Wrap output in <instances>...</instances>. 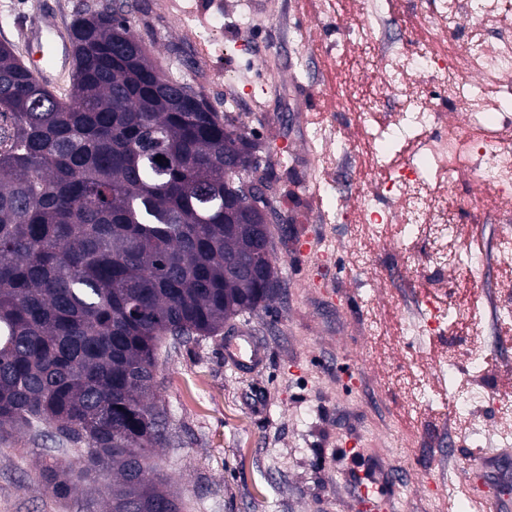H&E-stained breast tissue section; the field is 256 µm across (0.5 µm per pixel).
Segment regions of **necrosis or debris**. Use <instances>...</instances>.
Segmentation results:
<instances>
[{
    "label": "necrosis or debris",
    "instance_id": "1",
    "mask_svg": "<svg viewBox=\"0 0 512 512\" xmlns=\"http://www.w3.org/2000/svg\"><path fill=\"white\" fill-rule=\"evenodd\" d=\"M380 5L354 0L358 52L348 56L326 93L355 118L344 150L384 170L379 188L396 208L378 215L365 195L356 210L340 208L336 216L354 224L357 238L397 240L412 258L422 306L406 316L400 339L417 344L444 335L452 319L471 329L466 348L435 354L428 375L407 378L412 406L434 407L432 378L465 359L471 377L455 389V412L476 447L492 435L508 448L512 398L497 391L483 364V330L471 307L449 300L448 287L483 280V255L461 254L459 229L470 211L488 210L501 224L497 255L512 259V0H433L417 51L383 41L387 19ZM387 94L395 105L381 120ZM487 405L495 415L491 425L477 414Z\"/></svg>",
    "mask_w": 512,
    "mask_h": 512
}]
</instances>
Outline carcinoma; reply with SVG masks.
<instances>
[{
  "instance_id": "carcinoma-1",
  "label": "carcinoma",
  "mask_w": 512,
  "mask_h": 512,
  "mask_svg": "<svg viewBox=\"0 0 512 512\" xmlns=\"http://www.w3.org/2000/svg\"><path fill=\"white\" fill-rule=\"evenodd\" d=\"M136 8L73 19L64 96L0 43V444L9 428L84 446L43 468L57 496L61 473L110 474L106 512H181L151 463L168 442L161 345L277 295L271 225L238 194L272 176L238 117L155 74Z\"/></svg>"
}]
</instances>
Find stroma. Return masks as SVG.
Instances as JSON below:
<instances>
[{"instance_id":"1","label":"stroma","mask_w":512,"mask_h":512,"mask_svg":"<svg viewBox=\"0 0 512 512\" xmlns=\"http://www.w3.org/2000/svg\"><path fill=\"white\" fill-rule=\"evenodd\" d=\"M96 2L0 0V42L26 56L20 29L49 21L68 30ZM431 2L389 0L388 37L404 43ZM199 6L205 22L221 23L223 53L197 56L203 22L181 17L172 0H138L134 32L156 68L190 80L217 112L240 116L274 172L288 235L274 240L281 288L268 307L162 356L170 443L155 451L158 473L183 512H470L473 488L460 465L473 450L452 397L439 415L411 420L397 378L408 351L373 331L377 317L395 322L415 304L419 281L396 243H361L334 211L356 206L381 178L343 157L352 115L326 112L318 97L322 60L343 45L312 41L318 0H271L258 17L239 0ZM328 123L336 141L326 146L315 132ZM466 226L490 255L481 288L464 294L482 312L505 296L512 268L494 255L493 220L474 211ZM245 332L263 354L253 367L225 355ZM484 358L494 380L512 387V327L486 328ZM50 445L25 433L0 445V512H104L102 482L79 483L65 498L44 487ZM366 481L376 494H364Z\"/></svg>"}]
</instances>
